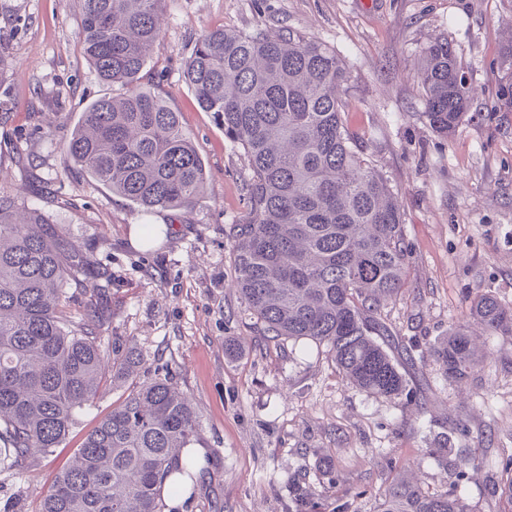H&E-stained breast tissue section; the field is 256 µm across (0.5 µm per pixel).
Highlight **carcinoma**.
Listing matches in <instances>:
<instances>
[{
    "instance_id": "carcinoma-1",
    "label": "carcinoma",
    "mask_w": 512,
    "mask_h": 512,
    "mask_svg": "<svg viewBox=\"0 0 512 512\" xmlns=\"http://www.w3.org/2000/svg\"><path fill=\"white\" fill-rule=\"evenodd\" d=\"M166 0H77L84 57L121 96L82 113L64 147L81 171L130 202L189 209L206 183L203 161L179 117L138 84L162 34ZM346 62L326 44L294 32L216 29L195 40L184 79L201 109L247 157V221L234 226L236 286L246 311L272 339L310 340L333 354L344 377L396 399L405 378L379 337L381 309L405 284L409 252L387 181L359 150L345 120ZM425 115L452 135L469 91L447 39L422 50ZM499 108L512 111V70ZM101 273L43 212L18 218L0 196V465L20 466L59 447L112 363L122 382L141 362L109 356L96 326L99 292L70 327L64 288H96ZM470 315L489 335L512 337V307L484 293ZM447 380L462 384L478 364L469 324L457 322L433 347ZM194 410L169 374L132 391L87 434L61 471L42 512H158L159 490L178 450L197 433ZM376 512H467L448 492L426 493L399 476Z\"/></svg>"
}]
</instances>
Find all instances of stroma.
Returning a JSON list of instances; mask_svg holds the SVG:
<instances>
[{"label": "stroma", "instance_id": "35a3bbf8", "mask_svg": "<svg viewBox=\"0 0 512 512\" xmlns=\"http://www.w3.org/2000/svg\"><path fill=\"white\" fill-rule=\"evenodd\" d=\"M79 27L76 0H0L11 62L0 81V195L50 214L107 271L110 316L97 334L104 349L143 361L123 384L102 381L51 455L0 468V512H40L88 432L167 371L194 406L192 444L206 451L183 512H289L295 480L308 512H374L401 469L469 512H512L494 488L512 455V337L477 336L483 359L459 386L427 355L475 295L512 306V112L495 108L512 0H168L139 84L178 112L208 180L193 208L150 212L88 178L62 146L90 103L124 92L86 62ZM217 28L293 31L349 65L346 118L400 205L410 251L408 284L381 310L406 379L401 399L348 386L327 349L262 336L232 286L248 161L183 76L198 35ZM442 37L471 95L449 137L424 114L420 78L423 47ZM442 435L479 470L462 478L430 455Z\"/></svg>", "mask_w": 512, "mask_h": 512}]
</instances>
